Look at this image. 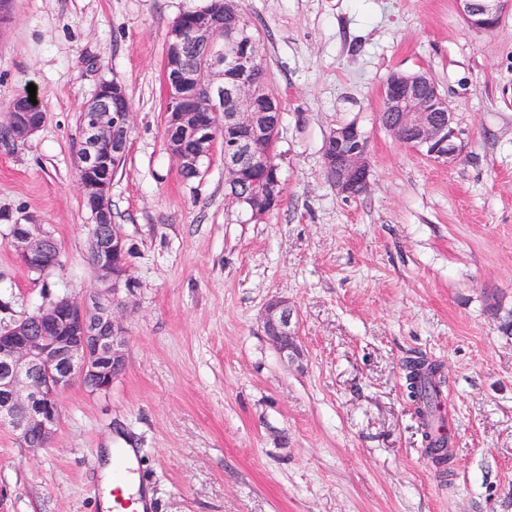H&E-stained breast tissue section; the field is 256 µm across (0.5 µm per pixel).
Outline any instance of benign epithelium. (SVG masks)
Returning <instances> with one entry per match:
<instances>
[{
	"label": "benign epithelium",
	"mask_w": 512,
	"mask_h": 512,
	"mask_svg": "<svg viewBox=\"0 0 512 512\" xmlns=\"http://www.w3.org/2000/svg\"><path fill=\"white\" fill-rule=\"evenodd\" d=\"M467 26L491 31L502 15L512 10V0H459ZM223 40L221 48L217 41ZM203 47L202 66L188 62L190 44ZM261 59L254 36L224 32L207 9L182 13L166 37L164 76L166 87L165 137L179 166L201 171L216 141L212 129L224 127V170L228 182L238 184L248 169L273 161L279 138L277 97L253 82ZM222 80L223 110L213 101L216 80ZM22 93L12 101L3 132L19 141L33 136L46 121L39 105ZM259 98L265 109L255 107ZM128 99L123 85L101 82L82 108L83 138L77 154L79 188L90 210L89 255L104 288L83 300L63 297L0 328V425L11 428L18 440L45 446L61 419L60 394L78 382L88 392L102 394L127 368L126 336L118 318L122 291L136 282L128 274L129 248L120 227L112 223L110 191L112 164L124 152L133 113L118 102ZM381 123L394 140L425 153L439 164L454 162L464 147L448 101L425 72L391 73L384 85ZM194 142L193 151L184 139ZM326 180L346 199L357 198L370 187L371 159L368 140L357 123L338 126L322 153ZM283 186L276 177L262 183L257 195L240 196L255 219H263L281 204ZM8 236L17 255L44 274L59 263L52 232L29 221L12 224ZM265 335L283 358L298 352L297 317L286 297L268 301L262 314Z\"/></svg>",
	"instance_id": "1"
}]
</instances>
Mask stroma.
Segmentation results:
<instances>
[{
    "mask_svg": "<svg viewBox=\"0 0 512 512\" xmlns=\"http://www.w3.org/2000/svg\"><path fill=\"white\" fill-rule=\"evenodd\" d=\"M208 0H7L0 114L35 85L44 126L0 134V326L99 288L78 188L81 107L104 80L133 111L112 217L131 250L128 364L110 392L73 384L50 444L0 426V512H100L108 448L152 512H512V11L487 33L458 0H242L280 101L281 207L230 198L224 144L187 181L165 135V34ZM427 72L464 130L451 164L379 122L391 72ZM356 122L368 193L328 184L323 146ZM53 233L58 266L18 259L9 224ZM283 295L298 354L262 328ZM442 366L454 479L433 474L403 364Z\"/></svg>",
    "mask_w": 512,
    "mask_h": 512,
    "instance_id": "obj_1",
    "label": "stroma"
}]
</instances>
